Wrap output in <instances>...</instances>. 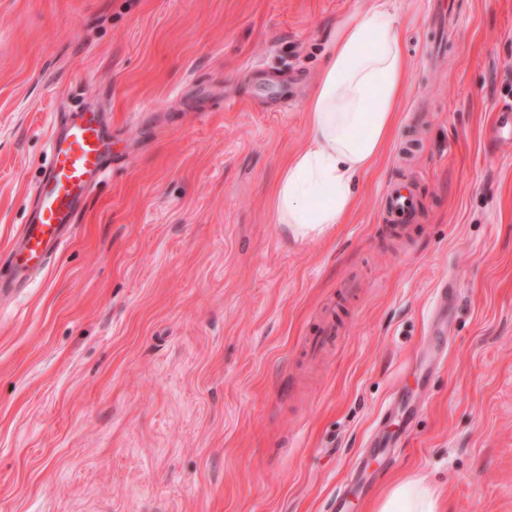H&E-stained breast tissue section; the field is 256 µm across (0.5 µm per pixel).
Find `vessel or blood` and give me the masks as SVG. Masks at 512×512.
I'll use <instances>...</instances> for the list:
<instances>
[{"label":"vessel or blood","mask_w":512,"mask_h":512,"mask_svg":"<svg viewBox=\"0 0 512 512\" xmlns=\"http://www.w3.org/2000/svg\"><path fill=\"white\" fill-rule=\"evenodd\" d=\"M102 128L98 113L81 111L68 122L63 137L52 139L50 162L35 189L37 216L23 226L8 255L14 281L27 282L30 271L46 266L71 228L90 183L104 175L110 144ZM417 207L418 199L411 189L395 185L386 189L384 209L391 223L406 222ZM397 439V434L385 432L364 449L351 471L349 487L337 491L332 512H351L352 489L364 488L369 481V458L387 453Z\"/></svg>","instance_id":"vessel-or-blood-1"}]
</instances>
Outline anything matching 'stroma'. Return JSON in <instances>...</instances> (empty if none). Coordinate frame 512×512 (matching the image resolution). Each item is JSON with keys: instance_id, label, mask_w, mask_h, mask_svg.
Returning a JSON list of instances; mask_svg holds the SVG:
<instances>
[{"instance_id": "stroma-1", "label": "stroma", "mask_w": 512, "mask_h": 512, "mask_svg": "<svg viewBox=\"0 0 512 512\" xmlns=\"http://www.w3.org/2000/svg\"><path fill=\"white\" fill-rule=\"evenodd\" d=\"M376 2L0 0V275L61 114L103 113L112 140L71 241L0 295V512H331L398 394L411 431L356 512L406 480L512 512V0H445L443 34L427 0H388L392 141L345 223L274 221L319 71ZM390 183L411 224L387 222ZM418 199L409 188L389 186L384 193V209L393 224H404L416 211Z\"/></svg>"}]
</instances>
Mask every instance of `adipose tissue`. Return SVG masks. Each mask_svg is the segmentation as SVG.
Returning a JSON list of instances; mask_svg holds the SVG:
<instances>
[{
    "mask_svg": "<svg viewBox=\"0 0 512 512\" xmlns=\"http://www.w3.org/2000/svg\"><path fill=\"white\" fill-rule=\"evenodd\" d=\"M405 82L399 23L379 2L342 29L308 105L306 144L277 183L275 218L294 238H317L344 222L358 178L392 135ZM378 512H439V503L428 487L406 481Z\"/></svg>",
    "mask_w": 512,
    "mask_h": 512,
    "instance_id": "ef3b65f1",
    "label": "adipose tissue"
}]
</instances>
